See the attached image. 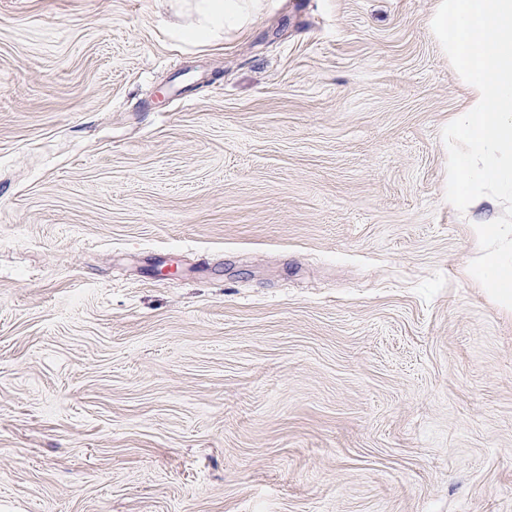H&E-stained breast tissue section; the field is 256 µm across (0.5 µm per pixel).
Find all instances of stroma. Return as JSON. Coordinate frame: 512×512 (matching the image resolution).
Returning a JSON list of instances; mask_svg holds the SVG:
<instances>
[{
	"mask_svg": "<svg viewBox=\"0 0 512 512\" xmlns=\"http://www.w3.org/2000/svg\"><path fill=\"white\" fill-rule=\"evenodd\" d=\"M435 0H0V512H512ZM195 25L183 29L182 40L189 43L210 41L221 29L241 28L266 8V0H194Z\"/></svg>",
	"mask_w": 512,
	"mask_h": 512,
	"instance_id": "1",
	"label": "stroma"
}]
</instances>
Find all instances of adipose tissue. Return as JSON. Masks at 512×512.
Here are the masks:
<instances>
[{
  "instance_id": "adipose-tissue-1",
  "label": "adipose tissue",
  "mask_w": 512,
  "mask_h": 512,
  "mask_svg": "<svg viewBox=\"0 0 512 512\" xmlns=\"http://www.w3.org/2000/svg\"><path fill=\"white\" fill-rule=\"evenodd\" d=\"M195 25L183 29L182 40L205 43L226 28H241L266 8V0H194Z\"/></svg>"
}]
</instances>
